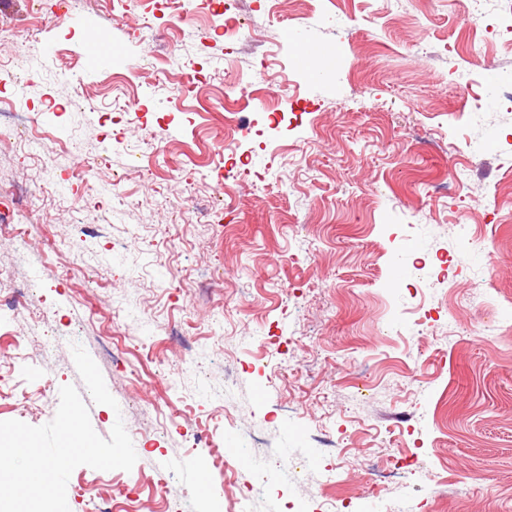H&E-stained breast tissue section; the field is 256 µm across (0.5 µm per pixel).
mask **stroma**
Instances as JSON below:
<instances>
[{
    "label": "stroma",
    "mask_w": 512,
    "mask_h": 512,
    "mask_svg": "<svg viewBox=\"0 0 512 512\" xmlns=\"http://www.w3.org/2000/svg\"><path fill=\"white\" fill-rule=\"evenodd\" d=\"M236 2L230 44L211 0L172 29L157 0H0V54L31 63L23 110L75 146L0 147V205L17 187L28 205L22 239H0V287L38 281L28 312L64 338L46 357L38 328L0 323V421L48 423L65 385L99 436L123 420L136 464L75 468L70 512H149L159 495L236 512L218 447L244 475L266 458L251 512H394L371 473L407 460L413 512H512V335L479 333L512 316V102L488 81L512 74V0ZM92 18L126 78L87 71ZM302 40L340 65L306 75ZM247 79L230 153L224 90ZM75 343L116 407L92 402Z\"/></svg>",
    "instance_id": "35a3bbf8"
}]
</instances>
